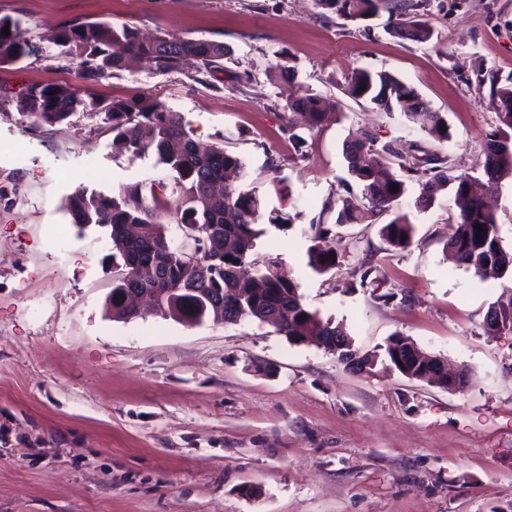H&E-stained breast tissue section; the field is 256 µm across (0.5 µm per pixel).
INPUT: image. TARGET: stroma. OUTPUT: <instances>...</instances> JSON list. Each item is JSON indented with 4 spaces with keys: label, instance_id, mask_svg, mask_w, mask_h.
Listing matches in <instances>:
<instances>
[{
    "label": "stroma",
    "instance_id": "stroma-1",
    "mask_svg": "<svg viewBox=\"0 0 512 512\" xmlns=\"http://www.w3.org/2000/svg\"><path fill=\"white\" fill-rule=\"evenodd\" d=\"M413 2L429 42L391 37L387 11L351 22L316 0H0L30 47L0 66V512H512V334L482 328L512 277L482 280L447 259L451 186L424 211L409 190L413 244L396 252L380 235L387 216L339 226L322 210L346 196L352 135L420 148L460 172L496 126L476 71L512 74V0ZM78 21L224 43L212 72L193 58L167 74L137 64L94 91L157 98L194 138L245 162L270 206L295 218L266 225L255 259L276 260L309 310L376 356L370 372L257 321L113 317L112 241L75 226L70 198L147 187L166 170L116 144L99 118L36 126L16 106L33 84L77 83L55 37ZM275 64L293 66L294 80L268 79ZM357 69L416 88L447 119L448 141L347 96ZM303 87L342 118L297 162L283 113ZM316 218L338 253L323 275L308 265ZM365 261L378 286H361ZM396 334L466 370L467 383L448 390L391 369L383 353Z\"/></svg>",
    "mask_w": 512,
    "mask_h": 512
}]
</instances>
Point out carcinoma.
I'll return each mask as SVG.
<instances>
[{"label": "carcinoma", "mask_w": 512, "mask_h": 512, "mask_svg": "<svg viewBox=\"0 0 512 512\" xmlns=\"http://www.w3.org/2000/svg\"><path fill=\"white\" fill-rule=\"evenodd\" d=\"M321 9L343 19L357 22L386 10L395 17L389 34L413 42L431 39L426 22L407 12L404 0H316ZM0 64L15 62L29 53L27 40L19 22L0 17ZM56 45L60 53L77 61L80 84H35L16 98L18 109L37 125L55 126L83 112L99 117L135 155L153 152L158 163L166 166L170 178L150 187L144 195L140 183L124 186L119 196L85 190L76 191L70 203L74 224L80 229L91 226L106 229L112 238V261L115 262L112 287V314L134 318L137 313L125 305L128 288H149L158 293L170 318L183 317L189 324H200L224 308L223 322L235 324L257 320L275 326L287 336L310 340L329 351L334 337H343L337 360L362 367L375 363L369 356H357L343 329L331 319H324L301 302L298 286L282 278L277 261L268 259L253 264V276L243 269L256 240L264 234L261 224L286 226L291 218L269 208L257 187L249 183V172L236 156L224 148L193 138L185 129L182 116L170 111L162 102L141 97L99 99L94 86L101 79L125 67L127 58L144 61L156 73L180 69L188 58L198 60L210 71L224 59L226 48L213 40H185L167 35L145 40L128 26L116 28L108 22L70 23L61 28ZM478 84L489 85V105L497 115L495 129L486 134L483 172L488 181L512 177V76L505 79L494 70H479ZM345 92L370 102L385 112H401L439 142L450 137L448 121L438 112L425 110L417 90L387 72L358 69L347 78ZM328 113L318 95L307 90L288 101L284 119L288 140L296 160L304 158L307 137L322 131ZM309 136H304V133ZM344 158L351 181L343 184L345 192L352 185L360 189L358 204H346L337 214L335 224H372L376 217L391 213L393 218L381 228V236L393 250L412 245L414 227L406 213L397 211L408 192L407 180L418 184L414 201L417 209L431 206L430 185L444 181L453 185V202L457 224L445 246L448 259L466 266L474 275L485 279L501 278L512 273V254L501 246L496 212L492 201L477 190L478 178L468 174H451L445 158H419L406 149L391 145L376 148V138L367 133L344 145ZM232 171L245 181L237 192L216 191ZM398 186L394 192L391 186ZM175 212L183 232L201 236L198 257H186L188 249L170 245L161 213ZM482 231H477V226ZM315 245L309 249V265L319 273L335 268L336 249L325 244L329 229L321 221L309 224ZM488 335L512 333V299L492 305L484 319ZM401 335L393 336L386 353L391 364L405 377L422 381L429 367L405 363L399 368L394 354Z\"/></svg>", "instance_id": "obj_1"}]
</instances>
